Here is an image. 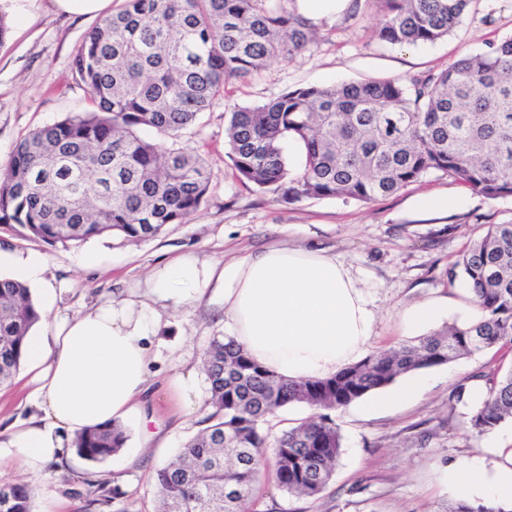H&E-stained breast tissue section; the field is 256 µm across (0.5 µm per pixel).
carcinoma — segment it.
<instances>
[{
  "label": "carcinoma",
  "instance_id": "obj_1",
  "mask_svg": "<svg viewBox=\"0 0 512 512\" xmlns=\"http://www.w3.org/2000/svg\"><path fill=\"white\" fill-rule=\"evenodd\" d=\"M287 0H124L84 36L75 81L95 110L37 128L13 148L0 174V225L51 247L121 236L142 240L184 224L206 202L205 160L184 130L224 96L226 85L277 56L311 51L314 25ZM375 37L416 47L450 34L470 0H377ZM143 128L153 139L139 135ZM227 156L237 177L276 201L345 197L371 201L431 173L488 199L512 196V36L447 69L398 80L290 89L228 113ZM304 154L291 172L284 142ZM482 316L395 349L371 353L331 378L288 381L231 338L215 337L203 367L215 411L175 461L156 471L160 512H210L232 488L224 512H252L255 485L272 473L284 492L320 496L341 451L331 413L401 376L477 351L512 345V222L489 225L455 262ZM30 289L0 277V385L25 359L40 321ZM289 405L312 414L269 441L272 415ZM512 420V370L487 380L469 419L480 434ZM117 424L76 435L75 450L101 463L123 447ZM0 512H33L32 489L5 482Z\"/></svg>",
  "mask_w": 512,
  "mask_h": 512
}]
</instances>
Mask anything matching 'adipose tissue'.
<instances>
[{"label": "adipose tissue", "mask_w": 512, "mask_h": 512, "mask_svg": "<svg viewBox=\"0 0 512 512\" xmlns=\"http://www.w3.org/2000/svg\"><path fill=\"white\" fill-rule=\"evenodd\" d=\"M224 291V329L251 358L289 380L327 378L354 363L372 335L363 289L320 250L269 247L227 263L181 256L156 270L149 292L177 308L209 287ZM161 315L153 303L112 299L29 335L35 415L0 439V466L46 480L68 456L70 437L143 410L149 338ZM493 463L451 465L448 490L466 501L512 504V448Z\"/></svg>", "instance_id": "adipose-tissue-1"}]
</instances>
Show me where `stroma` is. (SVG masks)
I'll list each match as a JSON object with an SVG mask.
<instances>
[{
    "label": "stroma",
    "instance_id": "1",
    "mask_svg": "<svg viewBox=\"0 0 512 512\" xmlns=\"http://www.w3.org/2000/svg\"><path fill=\"white\" fill-rule=\"evenodd\" d=\"M0 10L10 22L0 42L1 171L15 144L31 130L90 111L89 95L74 82L71 67L98 18L57 13L50 0H0ZM380 17L375 0L314 15L318 43L312 52L274 58L260 72L233 82L223 99L185 132V142L204 157L210 174L207 201L189 222L135 243L98 237L70 249L52 248L0 227V250L45 255V279L58 291L55 309L71 316L105 298L145 295L154 271L176 257L226 262L276 245L319 249L350 269L373 314L367 352L410 341L403 313L421 302L445 303L446 322H465L470 289L463 278H450L449 271L488 225L512 221V196L491 200L451 177L430 174L368 202L329 197L286 205L241 183L226 156L225 114L234 108L259 105L303 85L370 78L406 81L444 70L512 35V0H471L452 34L415 48L374 39ZM424 194L456 198L461 206L428 214L417 206ZM223 333L224 300L215 290L163 311L162 327L150 340L147 429L126 423L124 448L104 462L71 457L50 479L33 485V512H155L154 473L205 426L182 408L168 382L194 372L198 393L208 398L203 352ZM500 367H512V346L424 369L428 387L394 408L375 409L364 398L336 410L332 417L342 448L326 490L316 499L296 498L267 476L255 488L256 512H446L455 501L442 482L449 464L486 456L492 440L512 445V421L488 435L467 427L488 376ZM460 384L466 392L459 401L452 392ZM32 389L20 373L0 385V424L28 418ZM148 431L155 435L149 443L144 440Z\"/></svg>",
    "mask_w": 512,
    "mask_h": 512
}]
</instances>
